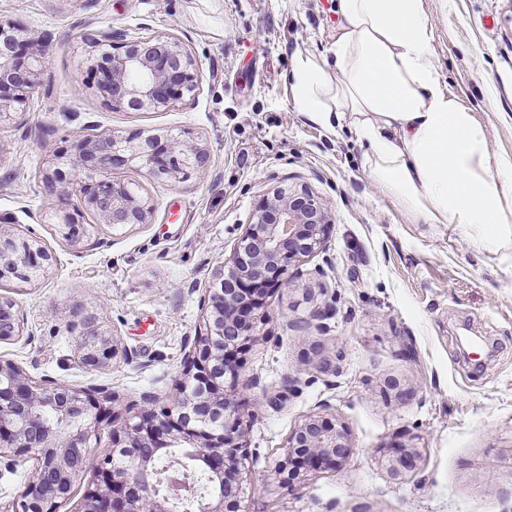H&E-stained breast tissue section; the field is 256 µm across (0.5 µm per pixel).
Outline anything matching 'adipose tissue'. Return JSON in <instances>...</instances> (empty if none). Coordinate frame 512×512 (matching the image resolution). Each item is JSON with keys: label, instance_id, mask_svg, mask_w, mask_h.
<instances>
[{"label": "adipose tissue", "instance_id": "ef3b65f1", "mask_svg": "<svg viewBox=\"0 0 512 512\" xmlns=\"http://www.w3.org/2000/svg\"><path fill=\"white\" fill-rule=\"evenodd\" d=\"M333 60L307 57L296 106L330 131L349 128L362 166L417 224L475 229L477 246L512 244V158L440 88L424 0H338Z\"/></svg>", "mask_w": 512, "mask_h": 512}]
</instances>
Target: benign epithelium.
<instances>
[{"label":"benign epithelium","instance_id":"7a95c632","mask_svg":"<svg viewBox=\"0 0 512 512\" xmlns=\"http://www.w3.org/2000/svg\"><path fill=\"white\" fill-rule=\"evenodd\" d=\"M43 59L21 30L0 24V123L23 113ZM86 71L104 101L133 111L173 106L198 86L190 53L164 36L95 38ZM206 158L198 144L102 133L76 141L67 167H49L42 179L78 197L102 223L123 228L149 223L152 205L135 189L113 182L112 168L138 160L151 173L176 179ZM329 224L328 208L303 187L278 186L259 202L208 290L203 329L186 353L177 394L158 410L154 399H146L129 422L115 425L117 417L106 406L111 395L101 387L36 381L15 361L0 358V459L36 461L22 494L23 512H57L89 473L95 481L74 512H173L176 499L192 497L202 503L201 512H243L248 401L237 386L244 355L267 298L287 282L291 267L323 250ZM53 262L35 238L0 229V280L28 281ZM13 308L0 300L1 341L19 335ZM79 352L83 364L102 367L115 357L117 344L92 332L81 339ZM104 422L112 424V453L100 458L89 448ZM118 454L120 465L112 461ZM349 454L345 429L312 415L289 435L275 474L292 491L304 472L336 470ZM163 459L182 480L168 483L158 467ZM417 462L414 448L400 447L387 465L401 478ZM192 474L206 483L190 482Z\"/></svg>","mask_w":512,"mask_h":512}]
</instances>
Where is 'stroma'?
<instances>
[{"mask_svg":"<svg viewBox=\"0 0 512 512\" xmlns=\"http://www.w3.org/2000/svg\"><path fill=\"white\" fill-rule=\"evenodd\" d=\"M337 0H0V22L42 44L26 110L0 124V222L53 253L48 273L0 281L19 336L0 357L36 380L103 385L119 420L143 395L168 404L203 323V299L256 204L278 186L309 187L327 206L326 248L266 303L239 378L253 410L243 461L246 512H512V250H481L471 230L415 224L363 169L349 131L298 112L291 73L331 58ZM441 86L512 154V0H424ZM172 36L199 70L195 97L132 111L105 104L87 79L90 38ZM175 136L209 151L176 179L116 167L153 206L150 223L115 228L72 212L42 174L55 151L101 132ZM329 317H315L316 308ZM114 337L107 366L79 360L90 331ZM404 398H397L390 383ZM350 435L339 470L305 474L296 492L274 468L306 417ZM417 448L393 478L391 447ZM34 466L0 465V512H21Z\"/></svg>","mask_w":512,"mask_h":512,"instance_id":"stroma-1","label":"stroma"}]
</instances>
